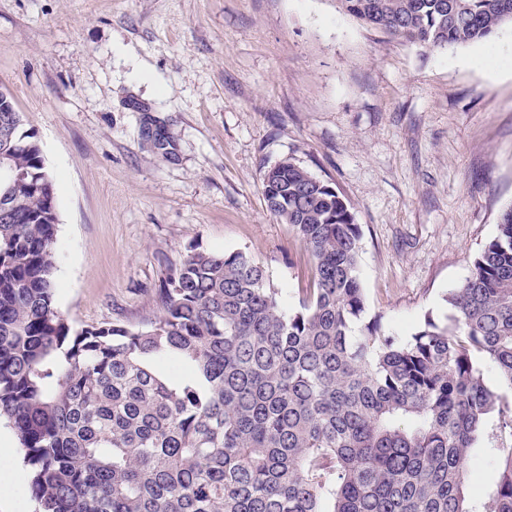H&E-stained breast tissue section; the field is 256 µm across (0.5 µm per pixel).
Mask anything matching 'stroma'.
Wrapping results in <instances>:
<instances>
[{
    "mask_svg": "<svg viewBox=\"0 0 512 512\" xmlns=\"http://www.w3.org/2000/svg\"><path fill=\"white\" fill-rule=\"evenodd\" d=\"M0 87L39 140L59 213L55 304L78 327L141 328L189 245L241 250L298 306L314 260L269 211L288 159L362 231L367 317L409 337L512 207V26L430 49L339 0H0ZM512 446L490 419L471 482ZM0 512H36L0 421Z\"/></svg>",
    "mask_w": 512,
    "mask_h": 512,
    "instance_id": "obj_1",
    "label": "stroma"
}]
</instances>
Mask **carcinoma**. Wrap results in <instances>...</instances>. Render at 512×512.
Masks as SVG:
<instances>
[{
	"mask_svg": "<svg viewBox=\"0 0 512 512\" xmlns=\"http://www.w3.org/2000/svg\"><path fill=\"white\" fill-rule=\"evenodd\" d=\"M356 19L428 48L512 24V0H340ZM0 153V418L14 428L40 512H512V448L470 496L472 449L512 411V208L404 340L360 326L361 230L326 181L284 160L269 211L315 260L293 312L245 252L187 248L148 326H73L55 306L58 212L35 136L8 90ZM184 367L178 378L163 366Z\"/></svg>",
	"mask_w": 512,
	"mask_h": 512,
	"instance_id": "carcinoma-1",
	"label": "carcinoma"
}]
</instances>
